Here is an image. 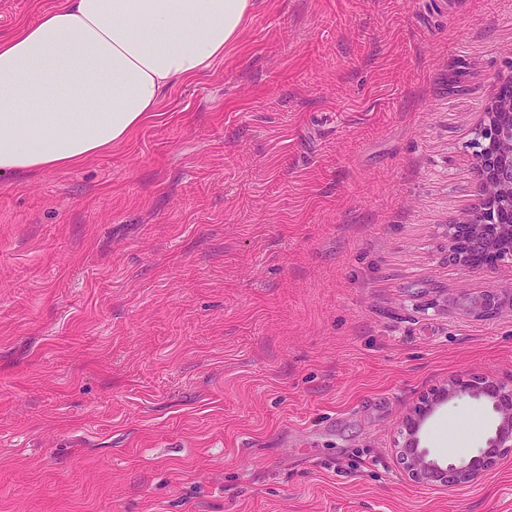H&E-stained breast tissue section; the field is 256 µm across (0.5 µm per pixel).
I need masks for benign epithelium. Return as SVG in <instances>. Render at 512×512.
Returning <instances> with one entry per match:
<instances>
[{
    "label": "benign epithelium",
    "mask_w": 512,
    "mask_h": 512,
    "mask_svg": "<svg viewBox=\"0 0 512 512\" xmlns=\"http://www.w3.org/2000/svg\"><path fill=\"white\" fill-rule=\"evenodd\" d=\"M472 174V206L445 229L448 258L465 271L484 269L487 258L512 261V78L500 82L483 113L473 141ZM506 298L512 301V282L497 291L475 295L467 290L459 295L464 310L474 316L495 313ZM464 395L490 404L496 414L494 430L478 450L479 465L474 468L433 458L421 443L426 421ZM400 435L396 454L410 481L438 487L474 483L512 448V385L483 373L449 379L407 410Z\"/></svg>",
    "instance_id": "benign-epithelium-1"
}]
</instances>
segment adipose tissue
<instances>
[{"label": "adipose tissue", "mask_w": 512, "mask_h": 512, "mask_svg": "<svg viewBox=\"0 0 512 512\" xmlns=\"http://www.w3.org/2000/svg\"><path fill=\"white\" fill-rule=\"evenodd\" d=\"M256 0H64L0 37V176L126 143L177 81L236 46Z\"/></svg>", "instance_id": "adipose-tissue-1"}]
</instances>
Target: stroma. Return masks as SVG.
Masks as SVG:
<instances>
[{"label": "stroma", "instance_id": "35a3bbf8", "mask_svg": "<svg viewBox=\"0 0 512 512\" xmlns=\"http://www.w3.org/2000/svg\"><path fill=\"white\" fill-rule=\"evenodd\" d=\"M511 76L512 0H261L127 143L1 178L0 512H512V451L455 487L395 456L423 392L512 384V307L457 304L512 263L444 233Z\"/></svg>", "mask_w": 512, "mask_h": 512}]
</instances>
